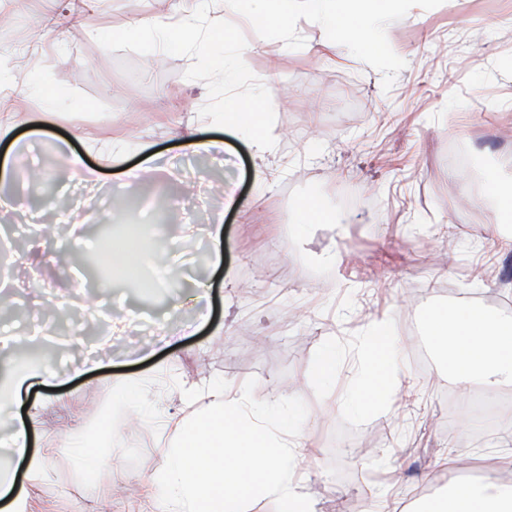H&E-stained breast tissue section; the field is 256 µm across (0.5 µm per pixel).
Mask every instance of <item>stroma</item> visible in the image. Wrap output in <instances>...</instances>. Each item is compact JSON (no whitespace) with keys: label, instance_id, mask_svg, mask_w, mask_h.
<instances>
[{"label":"stroma","instance_id":"obj_1","mask_svg":"<svg viewBox=\"0 0 512 512\" xmlns=\"http://www.w3.org/2000/svg\"><path fill=\"white\" fill-rule=\"evenodd\" d=\"M180 0H0V11L26 13L0 35V67L14 75L47 66L49 93L60 103L45 128L25 130L15 151L51 168L52 193L34 194L24 181L0 185V195L29 207L0 208V243L20 224L54 223L50 236L26 235L14 256L40 261L49 289L41 302L18 267L6 276L19 310L0 312V373L21 357L59 377L22 391V406L0 405V468L11 416L38 408L37 445L47 448L46 475L26 486L29 512H152L151 475L165 465L162 427L151 421L114 423L103 390L116 376L151 377L148 398L170 416L184 414L180 391L214 380L248 384L257 401L300 397L306 407L297 472L299 491L314 512H365L377 497L425 502L445 494L449 481L474 484L495 477L512 487V446L494 419L475 432L472 447L456 448L461 432V385L448 378V359L413 356L416 336L401 333L406 373L395 395L354 413L338 389L354 376L336 371L337 389L315 391V362L328 342L354 356L363 327L380 313L394 324L427 321L469 298L477 310L512 319V249L489 225L503 223L496 201L471 196L473 178L497 174L512 189V0H446L413 8L386 30L406 61L390 91L382 75L356 57L319 52L317 27L299 21L306 40L291 50L256 40L244 27L247 65L270 85L279 153L256 165L245 141L231 139L224 163L182 146L197 131L208 100L203 82H187L189 56L155 61L129 51L111 53L98 32L136 25L154 14L176 13ZM80 29H72V22ZM95 140L124 139L133 149L123 165L75 141L99 180L68 181L53 148L74 130ZM318 154L305 159L308 142ZM461 145L479 161L453 166ZM157 156L152 182H128L122 166ZM265 181L257 183L255 168ZM235 181L243 208L225 210L224 185ZM309 203L306 230L290 228L300 203ZM158 225L153 241L181 261L178 277L142 289L113 281L100 288L85 261L97 251L96 224ZM224 227L215 253L206 227ZM478 237V259L460 245ZM275 248L279 256L266 262ZM336 263L325 266L328 254ZM207 283L210 322L190 336L168 338L193 321V297ZM92 305L127 320L120 335L98 318L76 314L84 341L37 344L26 334L45 304ZM119 431L92 474L98 499L88 497L68 448L55 441L61 427Z\"/></svg>","mask_w":512,"mask_h":512}]
</instances>
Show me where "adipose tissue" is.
I'll list each match as a JSON object with an SVG mask.
<instances>
[{"mask_svg":"<svg viewBox=\"0 0 512 512\" xmlns=\"http://www.w3.org/2000/svg\"><path fill=\"white\" fill-rule=\"evenodd\" d=\"M32 101L51 111L56 102L45 82L0 74V106L8 99ZM434 340L448 353L457 381L477 384L490 395L512 386V322L483 313L467 301L431 323ZM384 333V353L373 337ZM402 372L401 348L387 319L368 325L354 361V378L341 396L342 406L363 410L369 397H383ZM144 380L117 383L112 408L163 422L166 464L151 477L158 512H244V488L259 490L277 512H310L299 492L295 460L300 452L301 400L260 404L243 384L216 381L205 390L184 389L188 412L167 416L157 404L145 403ZM40 424L37 413L12 427L10 452L17 472L0 473V512H26L25 481L44 475L48 456L34 448ZM429 512H512V488L494 479L477 485H452L448 497Z\"/></svg>","mask_w":512,"mask_h":512,"instance_id":"1","label":"adipose tissue"}]
</instances>
